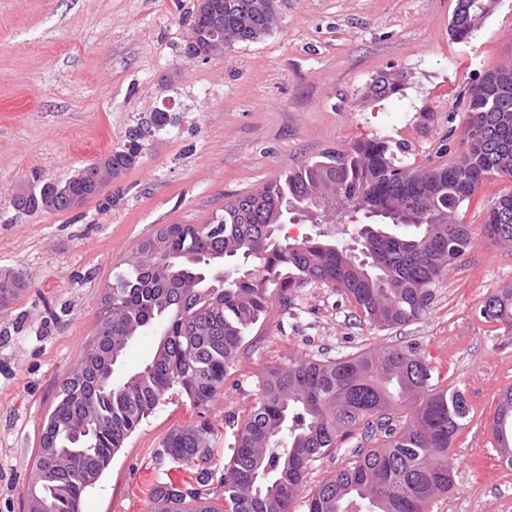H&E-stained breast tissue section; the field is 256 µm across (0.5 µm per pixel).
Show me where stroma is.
Wrapping results in <instances>:
<instances>
[{
	"label": "stroma",
	"instance_id": "stroma-1",
	"mask_svg": "<svg viewBox=\"0 0 512 512\" xmlns=\"http://www.w3.org/2000/svg\"><path fill=\"white\" fill-rule=\"evenodd\" d=\"M455 4L278 0L266 36L194 61L182 54L193 0H0V273L24 283L0 304V512H28L42 425L99 332L113 274L140 241L166 224L207 223L225 200L360 139L407 142L413 167L461 154L469 85L512 56V0H495L464 41L449 32ZM384 74L400 87L374 96ZM158 109L178 124L148 140L101 197L63 213L12 208L19 187L68 179L126 144L129 129ZM510 188L512 180L492 181L462 207L472 246L418 320L374 327L320 282L273 299L206 413L220 433L217 461L233 441L226 415L250 408L271 367L411 345L470 405L448 452L454 487L430 512H512V467L492 434L499 396L512 388V329L480 314L512 285V246L484 233L485 201ZM365 222L302 217L282 233L329 232L350 247ZM197 419L180 398L160 406L86 490L80 512H150L154 481L187 478L158 459L164 437Z\"/></svg>",
	"mask_w": 512,
	"mask_h": 512
}]
</instances>
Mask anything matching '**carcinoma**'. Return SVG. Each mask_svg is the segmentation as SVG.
I'll return each instance as SVG.
<instances>
[{"label": "carcinoma", "instance_id": "cac0c4a2", "mask_svg": "<svg viewBox=\"0 0 512 512\" xmlns=\"http://www.w3.org/2000/svg\"><path fill=\"white\" fill-rule=\"evenodd\" d=\"M224 13L228 42H249L258 29L274 22L271 9L258 11L255 0H212ZM471 20L451 19L449 30L466 40L491 11L492 0H473ZM467 148L449 164L414 169L383 139L359 140L343 151L308 163L266 183L255 193L224 203V214L210 224H168L156 236L165 255L145 253L143 265H127L115 275L112 304L104 309L111 324L94 345L87 363L112 351L120 362L129 342L160 328L157 347L138 370L121 380L98 379L89 371L66 379L50 414V432L57 436V454L37 450L35 469L49 467L56 480L44 491L43 512H79L84 491L108 465L112 455L141 421L176 391L190 406L206 410L224 389L248 333L265 316L270 288L286 290L321 282L343 291L379 328L390 329L419 319L434 299L433 287L452 260L471 247L469 225L455 219L464 203L486 182L512 180V124L499 116L512 114V61L487 70L483 82L467 90ZM174 124L168 112H155L130 130L129 146L109 154L112 165L128 170L142 153L140 130L161 131ZM331 181L336 208L345 214L387 217L409 198L424 208L404 217L402 228L361 229L371 239V269L353 262L349 250L318 233L290 242L278 232L267 235L272 205L305 200ZM73 190L90 200L102 185L86 170ZM446 224L458 226L453 243L442 235ZM488 236L512 245V190L486 204ZM265 247L253 272L241 269L212 287L209 257H240L254 243ZM175 263L167 281L161 264ZM491 322L512 327V286L490 296L481 308ZM412 411L411 419L394 423L393 411ZM470 408L459 388L440 389L433 371L413 347H373L336 359L304 358L274 366L259 382L256 403L246 416H229L232 454L224 464L213 496L209 483L214 448L220 438L206 421L180 425L164 439L159 455L195 474V482L154 483L153 512H291L314 463L337 449L338 438L364 426V436L384 434L373 448H356L354 461L312 488L306 512H426L427 505L453 487L448 450L466 426ZM95 423L91 446L78 448L69 435ZM501 446L512 444V389L502 394L492 425ZM229 508H224V505Z\"/></svg>", "mask_w": 512, "mask_h": 512}]
</instances>
